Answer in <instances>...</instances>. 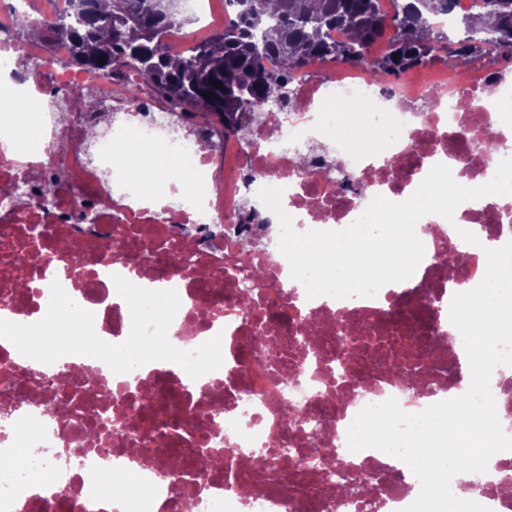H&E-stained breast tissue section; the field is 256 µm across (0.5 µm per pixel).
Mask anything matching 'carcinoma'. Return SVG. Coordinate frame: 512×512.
<instances>
[{"mask_svg": "<svg viewBox=\"0 0 512 512\" xmlns=\"http://www.w3.org/2000/svg\"><path fill=\"white\" fill-rule=\"evenodd\" d=\"M234 19L187 57L156 53L164 42L189 23L181 16L178 0H64L56 23L33 27L35 38L67 40L69 63L109 71L132 67L160 87L167 99L185 110L202 109L223 119L224 136L249 141L258 108L270 105L276 95L290 93L297 76L312 77L315 65L332 56L349 62H368L373 73L397 74L435 60L466 65L476 54L491 60L512 58V0H484L482 11L461 18L463 34L450 36L429 19L450 13L453 0H405L393 15L382 13L378 0H224ZM342 27L345 42L327 37L326 30ZM391 42L383 57L367 60L371 45ZM399 58H393V55ZM105 62H99V58ZM275 57L281 73L270 72L265 62ZM221 83L216 87L209 82ZM211 97H203V93ZM263 235L246 237L239 252L238 269L256 278L251 255ZM350 354L374 346L392 359L390 372L421 367L418 351L410 343L391 345L379 336L343 338Z\"/></svg>", "mask_w": 512, "mask_h": 512, "instance_id": "1", "label": "carcinoma"}]
</instances>
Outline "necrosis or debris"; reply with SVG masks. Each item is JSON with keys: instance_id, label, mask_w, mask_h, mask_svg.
Wrapping results in <instances>:
<instances>
[{"instance_id": "1", "label": "necrosis or debris", "mask_w": 512, "mask_h": 512, "mask_svg": "<svg viewBox=\"0 0 512 512\" xmlns=\"http://www.w3.org/2000/svg\"><path fill=\"white\" fill-rule=\"evenodd\" d=\"M63 0H21L0 12V314L18 324L41 314L50 291L49 268L63 271L62 287L94 315L97 336L126 340L131 315L114 276L132 275L176 290L180 307L168 329L170 343L191 351L222 339V366L188 382L181 366L143 365L135 374H104L96 358L65 355L45 364L0 343V410L25 403L21 421L0 427V512H128L114 485L135 479L149 492L145 512H184L173 485L193 489L197 512H355L349 498L328 496L323 481L294 473L271 455L296 448L304 456L332 449L366 478L364 491L382 499L385 512H403L420 492L418 479L401 486L379 462L377 449L351 452L347 431L365 406L396 399L416 414L437 403L414 391L411 375L385 372L376 352L355 368L336 346L342 327L363 323L374 336L414 337L426 352L429 376L448 358L433 341L446 330L442 310L421 299L389 303V288L373 297L322 295L291 299L290 265L278 238L258 248L254 280L236 270L243 199L262 188L281 189L280 204L297 232L340 231L378 196L409 197L436 164L454 168L464 186L489 182L501 160L512 158V71L481 58L464 66L430 64L399 77L370 76L365 66L339 59L319 63V77L295 78L287 119L264 114L252 127L259 146L229 156L222 121L213 114L179 118L147 81L136 103L121 95L133 71L83 68L69 62L62 40L16 47L11 33L24 23L56 21ZM39 63L36 74L14 68L13 56ZM81 88L85 96L69 121L53 117V93ZM440 93V108L421 106ZM350 107L352 131L333 135L331 119ZM39 119L38 146L27 156L11 150ZM494 132L498 153H485ZM153 148L152 161L173 170L166 182L119 167L131 138ZM49 202H41L43 190ZM454 223L436 214L415 226L426 252L447 250L457 228L484 226L507 243L502 225L512 199L490 196L461 203ZM231 224L224 236L206 229ZM193 226L185 235L183 225ZM187 267L173 272L171 255ZM330 319L312 376L293 380L304 357L295 344L306 323ZM260 336L275 342L261 347ZM345 374L337 383V374ZM109 406L112 434L95 446L97 414ZM301 407L323 426L320 437L295 430L289 407ZM141 455H131V447ZM53 471L59 490L25 493L30 473Z\"/></svg>"}]
</instances>
